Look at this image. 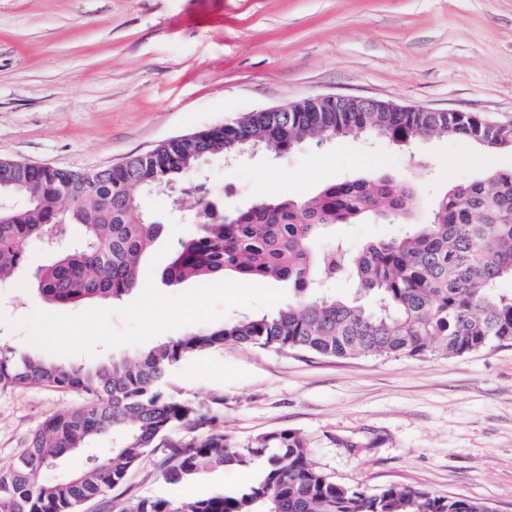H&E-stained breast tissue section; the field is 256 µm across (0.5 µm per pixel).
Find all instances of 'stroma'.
<instances>
[{"label": "stroma", "instance_id": "1", "mask_svg": "<svg viewBox=\"0 0 512 512\" xmlns=\"http://www.w3.org/2000/svg\"><path fill=\"white\" fill-rule=\"evenodd\" d=\"M320 95L512 121V0H0L2 159L110 167L163 140ZM492 169L511 170L512 153L426 135L407 153L362 134L204 165L228 215L268 196L307 198L328 183L385 175L414 183L416 224L454 184ZM140 206L164 229L138 287L115 304L71 309L0 288V346L96 365L293 301L283 284L230 275L163 285L162 269L204 211L171 209L159 193ZM403 228L366 217L331 226L317 246L355 252ZM164 390L210 411L213 432L240 448L299 432L336 482L372 493L412 486L512 512V345L357 359L226 345L187 357ZM81 402L37 384L0 389V466L46 418ZM166 469L163 453L145 455L112 490L111 508L93 501L84 512H120L146 495L177 502L240 490L257 472L231 467L172 485Z\"/></svg>", "mask_w": 512, "mask_h": 512}]
</instances>
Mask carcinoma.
Listing matches in <instances>:
<instances>
[{
    "label": "carcinoma",
    "instance_id": "carcinoma-1",
    "mask_svg": "<svg viewBox=\"0 0 512 512\" xmlns=\"http://www.w3.org/2000/svg\"><path fill=\"white\" fill-rule=\"evenodd\" d=\"M249 112L235 127L166 140L153 157L114 166L85 189L80 173L0 171V282L23 281L49 302L74 306L113 303L137 286L142 255L160 224L139 211L140 196L163 190L176 207L193 196L207 220L175 250L162 271L169 286L191 278L241 275L286 283L296 301L275 311L245 314L221 326L167 338L139 357L93 368L64 367L40 356L0 349V387L39 384L82 395L85 404L48 417L11 467L0 469V512H82L124 484L147 453L166 451L167 481L194 482L246 457L263 461L256 481L237 493L215 489L177 504L144 496L122 512H489L473 499L439 497L390 486L370 493L338 483L313 462L297 432L283 430L251 448L222 435L171 443L172 425L193 430L208 421L188 402L162 390L169 371L187 356L220 344L296 351L323 358L462 357L491 343L512 345V171L452 186L428 222L400 236L368 243L351 254L343 246L316 250L327 224L368 215L405 219L414 190L389 179H346L312 197L263 198L232 215L208 202L205 183L183 186L210 154L233 157L246 147L279 154L304 142L323 147L356 132L404 148L421 134L467 136L490 150H511L512 131L478 122L469 112ZM75 184L80 200L63 210L60 187ZM33 242L53 255L30 264ZM345 274L355 291L340 298L327 285ZM112 447L55 476L64 460L83 454L97 438Z\"/></svg>",
    "mask_w": 512,
    "mask_h": 512
}]
</instances>
